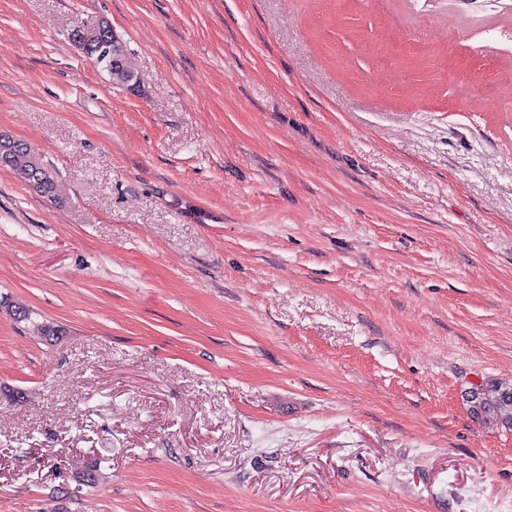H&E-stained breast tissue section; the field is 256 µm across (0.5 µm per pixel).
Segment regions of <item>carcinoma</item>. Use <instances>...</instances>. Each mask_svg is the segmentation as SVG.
Returning <instances> with one entry per match:
<instances>
[{"label":"carcinoma","mask_w":512,"mask_h":512,"mask_svg":"<svg viewBox=\"0 0 512 512\" xmlns=\"http://www.w3.org/2000/svg\"><path fill=\"white\" fill-rule=\"evenodd\" d=\"M97 28L74 26L69 39L97 66L112 76L113 82L134 90L139 87L137 74L127 64V49L116 36L101 39ZM0 167L11 170L24 182L44 195L55 191L54 176L23 143L0 135ZM470 413L476 419L493 418L512 428V384L488 382L469 392Z\"/></svg>","instance_id":"1"}]
</instances>
